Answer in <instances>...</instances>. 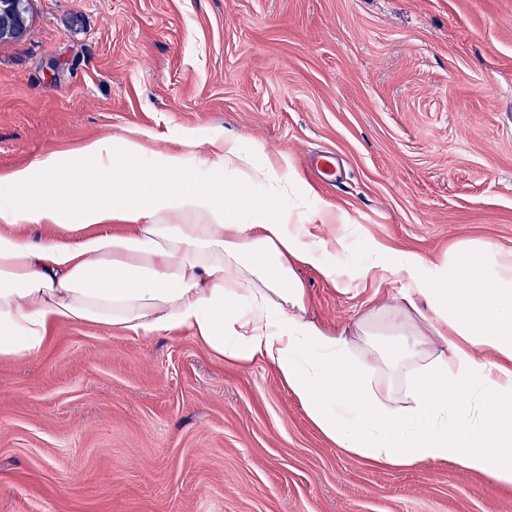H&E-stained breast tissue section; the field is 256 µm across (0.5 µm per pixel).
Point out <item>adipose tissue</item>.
<instances>
[{
  "label": "adipose tissue",
  "instance_id": "adipose-tissue-1",
  "mask_svg": "<svg viewBox=\"0 0 512 512\" xmlns=\"http://www.w3.org/2000/svg\"><path fill=\"white\" fill-rule=\"evenodd\" d=\"M347 225L287 153L209 128L163 146L127 128L50 149L0 176V361L39 354L55 326L134 339L189 332L217 357L274 368L310 421L379 465L453 462L512 488V251L463 243L439 262L388 253L402 300L354 339L308 317L297 268L345 287ZM67 232V243L26 238Z\"/></svg>",
  "mask_w": 512,
  "mask_h": 512
}]
</instances>
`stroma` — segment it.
Wrapping results in <instances>:
<instances>
[{
    "label": "stroma",
    "instance_id": "1",
    "mask_svg": "<svg viewBox=\"0 0 512 512\" xmlns=\"http://www.w3.org/2000/svg\"><path fill=\"white\" fill-rule=\"evenodd\" d=\"M134 127L287 153L353 226L348 287L298 270L311 319L351 331L407 286L362 277L369 238L512 249V0H28L0 173ZM0 512H512V489L348 456L271 367L190 333L61 324L0 361Z\"/></svg>",
    "mask_w": 512,
    "mask_h": 512
}]
</instances>
